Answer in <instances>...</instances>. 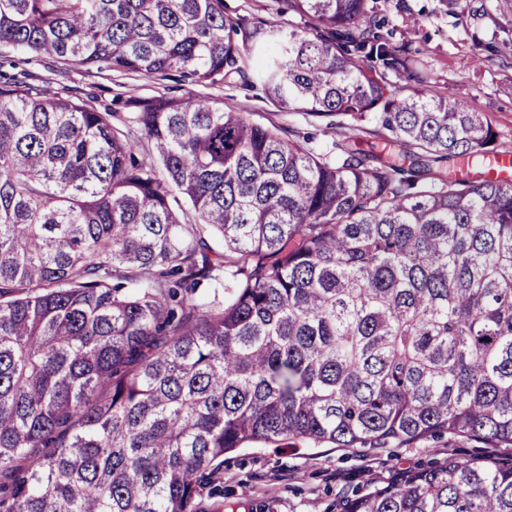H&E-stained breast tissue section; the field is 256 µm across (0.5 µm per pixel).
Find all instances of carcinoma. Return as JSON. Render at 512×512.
Segmentation results:
<instances>
[{"instance_id":"obj_1","label":"carcinoma","mask_w":512,"mask_h":512,"mask_svg":"<svg viewBox=\"0 0 512 512\" xmlns=\"http://www.w3.org/2000/svg\"><path fill=\"white\" fill-rule=\"evenodd\" d=\"M0 0V46L190 80L98 110L0 73V512H200L263 442L512 446V181L374 0ZM258 84L332 142L196 92ZM345 512H512V460L409 470ZM283 0H224L225 11L235 15H246L251 21L268 20L288 26L296 19L288 12Z\"/></svg>"}]
</instances>
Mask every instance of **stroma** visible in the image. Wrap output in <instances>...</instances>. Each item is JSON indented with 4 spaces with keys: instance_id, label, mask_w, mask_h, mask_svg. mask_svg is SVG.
<instances>
[{
    "instance_id": "35a3bbf8",
    "label": "stroma",
    "mask_w": 512,
    "mask_h": 512,
    "mask_svg": "<svg viewBox=\"0 0 512 512\" xmlns=\"http://www.w3.org/2000/svg\"><path fill=\"white\" fill-rule=\"evenodd\" d=\"M387 22L383 33L412 51L411 69L396 77L400 86L427 80L430 92L451 88L466 108L490 117L499 139L512 145V0H377ZM226 12L251 21L293 22L286 0H224ZM40 84L62 95L77 94L100 108L115 92L148 97L160 91L182 94V82L134 78L116 82L77 64L34 66ZM211 97L249 113L255 122L293 126L329 141L323 126L310 125L299 111H284L261 90L233 80L210 89ZM483 444L466 438H431L386 448L280 449L256 443L226 454L219 474L223 497L203 498V512H344L347 499L363 489L399 479L447 457L465 463L485 455Z\"/></svg>"
}]
</instances>
